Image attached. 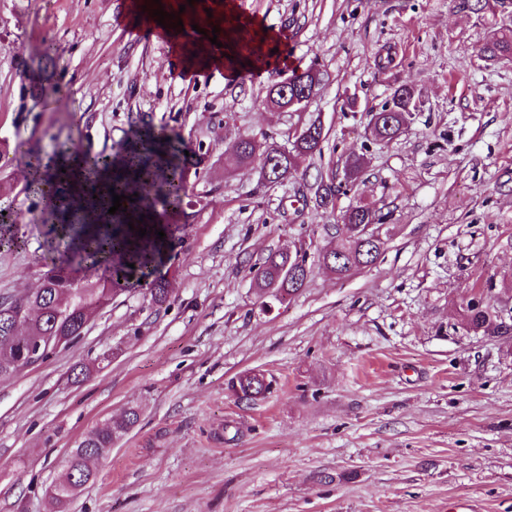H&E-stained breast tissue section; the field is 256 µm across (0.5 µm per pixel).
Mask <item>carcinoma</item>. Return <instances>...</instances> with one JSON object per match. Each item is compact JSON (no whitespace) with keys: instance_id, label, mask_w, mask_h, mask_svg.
<instances>
[{"instance_id":"obj_1","label":"carcinoma","mask_w":512,"mask_h":512,"mask_svg":"<svg viewBox=\"0 0 512 512\" xmlns=\"http://www.w3.org/2000/svg\"><path fill=\"white\" fill-rule=\"evenodd\" d=\"M478 52L487 61H511L512 30L493 33ZM306 84L308 80L301 75L286 88L276 81L268 86L266 96L278 100L285 95L291 98ZM419 106V95L413 87L404 82L397 83L391 95V107L384 106L371 114L372 135L385 143L396 140L403 132L400 117L418 111ZM308 126L311 127L309 134L294 139L291 149L280 147L268 153V175L272 180L282 179L292 171L297 157L321 153L326 133L314 121ZM258 148L257 141L241 139L227 152L226 160L237 168L246 167ZM123 156L124 169L115 174V180L130 177L155 164L162 165L168 169L165 184L156 187L141 183L137 185V191L141 198L148 200L156 187L167 210L172 212L180 207L186 190L187 171L197 161L185 155L176 141H164L153 135L147 142L124 151ZM64 158L82 169L88 185L95 184V177L101 170L99 163H89L75 145L67 149ZM55 177L52 201L44 204L58 221V225L50 228L56 246L45 257L49 272L42 287L34 294L0 302V378L21 371L18 351L30 339L40 338L53 350L79 336L85 322L112 302L121 281L159 257L160 240L155 231L168 230L165 224L145 223H136L131 229L122 221L123 211L119 210L112 219L106 218L96 225V231L88 235L87 224L72 211L68 179L63 173H57ZM313 189L318 206L335 209L339 187L333 181L325 180L323 174L318 173ZM385 219L386 215L381 211L366 205L351 206L343 211L337 225L340 243L335 250L322 256L324 267L345 277L374 263L383 247L379 229ZM141 227L147 232L142 238L138 236ZM131 263L135 267H129ZM308 276L306 252L300 248L292 254L275 252L268 255L255 272L259 291L264 294L266 289L273 288L272 297L281 303L297 295ZM150 295L158 305L168 301L169 288L165 278L152 280ZM463 312L465 324L474 334L512 337V307L487 297L471 296L463 302ZM229 388L239 398L255 401L271 393L273 380L261 372L246 371L232 379ZM139 419L138 408L129 407L106 426L91 430L67 453L63 459V475L48 495L50 512H66L69 501L94 478L92 463L106 456Z\"/></svg>"}]
</instances>
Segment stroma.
<instances>
[{
    "label": "stroma",
    "instance_id": "1",
    "mask_svg": "<svg viewBox=\"0 0 512 512\" xmlns=\"http://www.w3.org/2000/svg\"><path fill=\"white\" fill-rule=\"evenodd\" d=\"M236 3L288 65L189 77L126 0H0V145L104 157L162 132L200 160L167 218L169 301L131 282L77 341L0 378V512H47L67 452L131 405L138 424L68 512H512V339L467 331L462 310L477 288L512 297V61L478 54L512 5ZM311 68L307 104L266 107L268 85ZM49 78L58 96L37 95ZM397 80L422 104L386 144L366 128ZM316 118L322 154L284 181L261 180L258 158L226 165L238 139L287 147ZM354 155L363 173L336 213L319 208L316 174L343 177ZM1 177L0 298L17 299L41 287L51 241L24 162ZM360 203L386 216L383 250L339 278L322 255ZM298 245L306 284L265 311L253 270ZM249 369L277 381L264 400L227 389Z\"/></svg>",
    "mask_w": 512,
    "mask_h": 512
}]
</instances>
